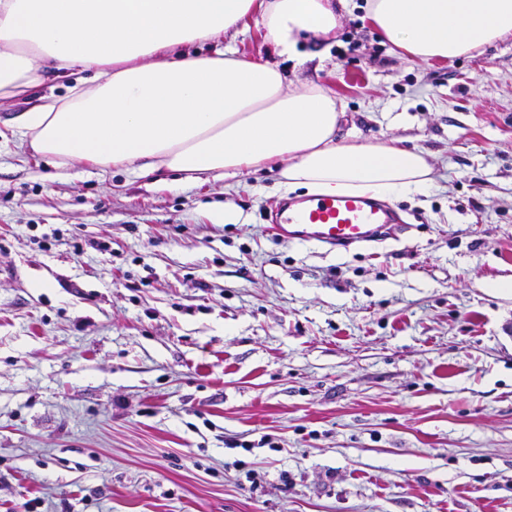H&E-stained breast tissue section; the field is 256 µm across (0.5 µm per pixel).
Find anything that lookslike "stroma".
Returning <instances> with one entry per match:
<instances>
[{"instance_id":"stroma-1","label":"stroma","mask_w":512,"mask_h":512,"mask_svg":"<svg viewBox=\"0 0 512 512\" xmlns=\"http://www.w3.org/2000/svg\"><path fill=\"white\" fill-rule=\"evenodd\" d=\"M349 3L323 66L224 43L428 153L379 242L281 241L268 171L23 151L0 106V512H512V38L416 63Z\"/></svg>"}]
</instances>
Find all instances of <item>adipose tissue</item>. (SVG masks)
Masks as SVG:
<instances>
[{
  "label": "adipose tissue",
  "mask_w": 512,
  "mask_h": 512,
  "mask_svg": "<svg viewBox=\"0 0 512 512\" xmlns=\"http://www.w3.org/2000/svg\"><path fill=\"white\" fill-rule=\"evenodd\" d=\"M256 15L298 67L312 58L305 41L341 23L334 0H0V100L30 103L21 146L66 162L164 168L195 184L273 167L283 194L425 193L422 152L337 138L343 109L329 87L290 88L277 66L224 48L225 32ZM366 18L424 62L512 36V0H367ZM68 71L93 77L41 94Z\"/></svg>",
  "instance_id": "1"
}]
</instances>
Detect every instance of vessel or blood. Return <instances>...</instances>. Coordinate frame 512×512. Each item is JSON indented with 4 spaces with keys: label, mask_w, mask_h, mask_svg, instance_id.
<instances>
[{
    "label": "vessel or blood",
    "mask_w": 512,
    "mask_h": 512,
    "mask_svg": "<svg viewBox=\"0 0 512 512\" xmlns=\"http://www.w3.org/2000/svg\"><path fill=\"white\" fill-rule=\"evenodd\" d=\"M399 215L389 206L360 195L313 196L277 213L276 234L290 241H313L349 248L379 240Z\"/></svg>",
    "instance_id": "b4317fda"
}]
</instances>
